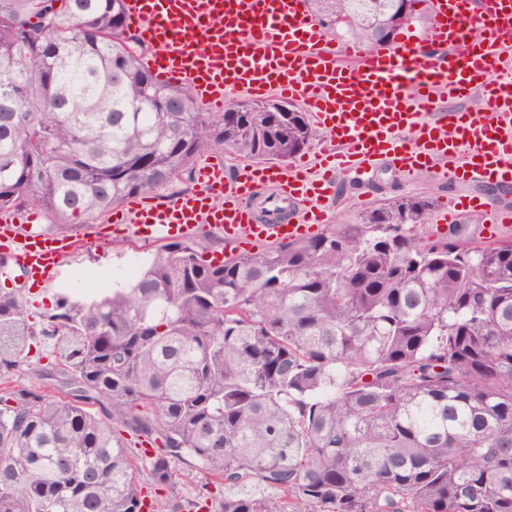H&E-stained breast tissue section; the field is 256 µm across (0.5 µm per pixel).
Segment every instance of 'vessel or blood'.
Returning a JSON list of instances; mask_svg holds the SVG:
<instances>
[{"label":"vessel or blood","instance_id":"obj_1","mask_svg":"<svg viewBox=\"0 0 512 512\" xmlns=\"http://www.w3.org/2000/svg\"><path fill=\"white\" fill-rule=\"evenodd\" d=\"M130 28L150 46L145 67L189 86L222 108L228 90L278 92L309 112L330 144L316 167L223 163L197 167L198 188L158 205L134 198L114 208L118 235L143 243L191 236L205 224L233 249L312 237L330 222L321 198L336 175H364L382 157L412 177L512 184V0H428L430 23L417 43L372 52L331 48L305 0H125ZM483 35L468 42L471 24ZM481 92L486 108L443 111L444 101ZM291 207L288 221L258 222L253 206ZM29 209L0 217V253L44 280L75 244L36 231Z\"/></svg>","mask_w":512,"mask_h":512}]
</instances>
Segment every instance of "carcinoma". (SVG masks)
Listing matches in <instances>:
<instances>
[{
  "label": "carcinoma",
  "mask_w": 512,
  "mask_h": 512,
  "mask_svg": "<svg viewBox=\"0 0 512 512\" xmlns=\"http://www.w3.org/2000/svg\"><path fill=\"white\" fill-rule=\"evenodd\" d=\"M396 2L306 0L368 50ZM127 31L124 0H0V214L89 222L214 150L283 162L315 138L263 100L204 111ZM433 209L393 196L219 264L161 244L38 325L0 289V381L36 339L59 355L52 387L0 392V512H165L150 491L196 474L267 493L171 512H512V236L433 238Z\"/></svg>",
  "instance_id": "1"
}]
</instances>
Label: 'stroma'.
Instances as JSON below:
<instances>
[{
	"label": "stroma",
	"instance_id": "obj_1",
	"mask_svg": "<svg viewBox=\"0 0 512 512\" xmlns=\"http://www.w3.org/2000/svg\"><path fill=\"white\" fill-rule=\"evenodd\" d=\"M460 194H477L494 205L512 207L511 185L444 183L430 170L406 181L389 162L383 161L363 182L338 178L334 196L327 201L326 208L333 222L348 223L359 209L386 197L414 195L435 200L442 207L449 197ZM38 229L48 237L77 242L78 247L62 260L50 281L30 284L17 268L13 269L10 280L0 279V288H20L30 315L37 321L54 312L60 295L67 294L73 300L87 303L97 294L125 287L155 250L151 244L113 238L112 229L104 219L89 224L80 219L71 224H58L46 216Z\"/></svg>",
	"mask_w": 512,
	"mask_h": 512
}]
</instances>
